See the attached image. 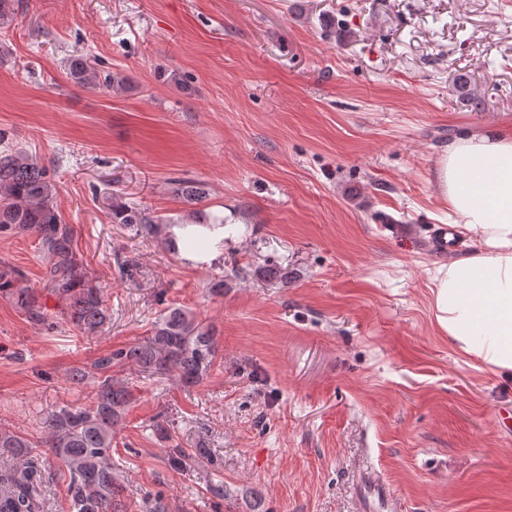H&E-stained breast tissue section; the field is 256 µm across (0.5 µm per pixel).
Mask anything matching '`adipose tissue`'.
<instances>
[{"label": "adipose tissue", "instance_id": "obj_1", "mask_svg": "<svg viewBox=\"0 0 512 512\" xmlns=\"http://www.w3.org/2000/svg\"><path fill=\"white\" fill-rule=\"evenodd\" d=\"M436 184L472 251L432 275L435 323L459 354L512 376V132L461 134L443 153ZM169 234L190 264L224 254L223 225L175 224Z\"/></svg>", "mask_w": 512, "mask_h": 512}]
</instances>
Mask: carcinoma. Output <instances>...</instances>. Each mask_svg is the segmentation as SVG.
Instances as JSON below:
<instances>
[{"instance_id":"cac0c4a2","label":"carcinoma","mask_w":512,"mask_h":512,"mask_svg":"<svg viewBox=\"0 0 512 512\" xmlns=\"http://www.w3.org/2000/svg\"><path fill=\"white\" fill-rule=\"evenodd\" d=\"M78 85L94 89L119 87L121 78L103 73L96 62L75 57L68 64ZM57 184L45 166L5 147L0 150V233L32 235L42 258L41 286H20L24 274L16 267L0 268V294L12 298L31 321L45 324L62 317L85 333L95 334L110 320L101 288L93 282L75 247L72 225L64 222L55 198ZM124 223L139 225L153 237L158 225L133 213ZM56 300L51 310L46 298ZM214 333L182 307L167 308L152 323L150 335L128 347L97 357L90 368H74L68 382L79 387L97 377L86 408L62 406L45 421L47 437L38 443L0 426V455L13 459L0 468V512H45L50 481L67 477L70 512H126L112 459V441L134 400L129 381L112 376V368L129 366L147 376L174 375L186 386L200 383L214 366ZM56 460L46 466L39 449Z\"/></svg>"}]
</instances>
